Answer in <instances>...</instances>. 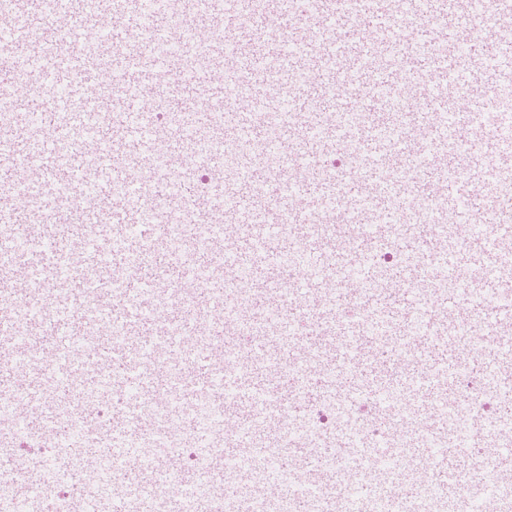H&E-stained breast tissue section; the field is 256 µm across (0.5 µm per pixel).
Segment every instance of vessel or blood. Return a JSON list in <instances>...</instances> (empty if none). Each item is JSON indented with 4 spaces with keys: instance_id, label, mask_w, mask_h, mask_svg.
<instances>
[{
    "instance_id": "vessel-or-blood-1",
    "label": "vessel or blood",
    "mask_w": 512,
    "mask_h": 512,
    "mask_svg": "<svg viewBox=\"0 0 512 512\" xmlns=\"http://www.w3.org/2000/svg\"><path fill=\"white\" fill-rule=\"evenodd\" d=\"M68 28L89 47L65 50ZM146 34L157 52L134 49ZM458 78L480 91L463 112ZM36 79L63 88L54 106L30 93ZM339 82L345 92H330ZM0 86L20 106L0 113V223L11 229L0 235V401L25 398L0 431V461L25 477L9 512H46L33 479L67 469L81 475L70 492L84 512H102L109 475L121 512H147L174 455L144 464L128 451L165 438L166 413L146 407L160 391L183 408L224 397L239 409L234 439L206 448L202 469L168 489L169 512H192L204 483L256 512L228 462L274 447L278 469L296 471L304 418L326 401L340 413L364 399L409 404L406 422L426 439L404 451L417 475L395 485L403 503L423 483L447 487L466 472L486 488L512 473L508 451L472 468L463 449L481 447L487 428L455 435L432 382L463 368L493 377L500 415L512 418V376L490 374L512 365V227L486 219L489 188L512 173V134L479 120L495 91L512 88V0L487 15L472 0H8ZM233 86L245 100L229 108ZM144 87L161 92L169 129L156 128ZM351 147L357 173L324 163ZM200 160L213 172L203 185L191 178ZM439 188L443 204L427 207ZM146 192L181 213L180 245L172 225L153 222ZM462 215L484 230L449 248L447 224ZM386 244L404 259L374 271ZM424 268L480 286L424 296L409 287ZM52 270L63 278L49 281ZM350 271L367 336L323 303ZM243 282L248 308L223 320ZM177 283L193 296L154 305ZM45 286L49 307L12 308ZM473 311L497 344L458 332L455 315ZM232 333L252 336L253 350L217 366ZM285 429L295 440L281 449ZM377 458L353 429L307 460H335L341 492ZM305 486L284 488L292 512H336L335 492Z\"/></svg>"
}]
</instances>
